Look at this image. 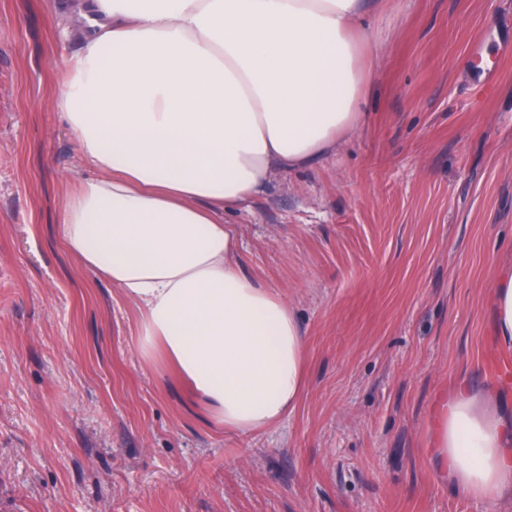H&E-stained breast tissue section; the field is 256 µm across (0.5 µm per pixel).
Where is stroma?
I'll return each instance as SVG.
<instances>
[{
	"label": "stroma",
	"mask_w": 512,
	"mask_h": 512,
	"mask_svg": "<svg viewBox=\"0 0 512 512\" xmlns=\"http://www.w3.org/2000/svg\"><path fill=\"white\" fill-rule=\"evenodd\" d=\"M78 4L0 0V512H486L428 456L458 381L512 410L484 372L512 265V0H381L367 124L227 213L306 336L297 408L250 435L141 355L139 306L62 241L92 174L51 105Z\"/></svg>",
	"instance_id": "1"
}]
</instances>
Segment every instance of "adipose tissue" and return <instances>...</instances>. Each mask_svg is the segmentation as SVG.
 I'll return each mask as SVG.
<instances>
[{
    "label": "adipose tissue",
    "mask_w": 512,
    "mask_h": 512,
    "mask_svg": "<svg viewBox=\"0 0 512 512\" xmlns=\"http://www.w3.org/2000/svg\"><path fill=\"white\" fill-rule=\"evenodd\" d=\"M88 27L53 100L94 176L65 203L68 251L143 310L163 353L245 435L297 407L305 333L239 261L224 219L272 178L311 167L367 120L371 0H83ZM512 350V268L492 288ZM432 462L489 512L512 499V414L469 382L436 411Z\"/></svg>",
    "instance_id": "1"
}]
</instances>
